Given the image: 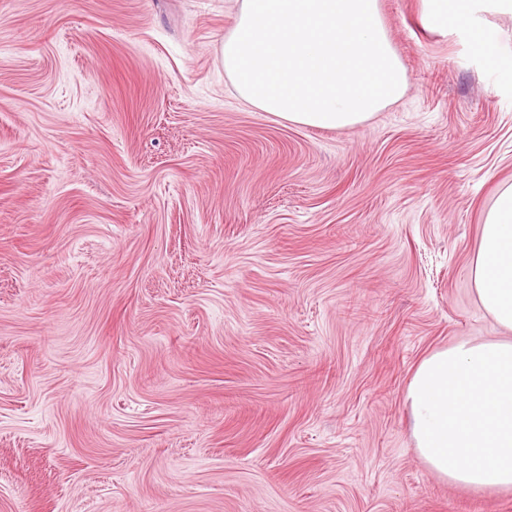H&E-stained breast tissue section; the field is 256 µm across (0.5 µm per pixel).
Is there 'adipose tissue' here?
I'll use <instances>...</instances> for the list:
<instances>
[{"label": "adipose tissue", "mask_w": 512, "mask_h": 512, "mask_svg": "<svg viewBox=\"0 0 512 512\" xmlns=\"http://www.w3.org/2000/svg\"><path fill=\"white\" fill-rule=\"evenodd\" d=\"M422 2L427 27L464 35L475 55L512 67L485 19L512 16V0ZM221 55L241 99L285 125H361L408 88L378 0H241ZM473 284L482 308L512 331V184L484 218ZM406 403L431 472L468 489L512 488V340H461L429 354Z\"/></svg>", "instance_id": "adipose-tissue-1"}]
</instances>
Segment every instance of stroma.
<instances>
[{"mask_svg": "<svg viewBox=\"0 0 512 512\" xmlns=\"http://www.w3.org/2000/svg\"><path fill=\"white\" fill-rule=\"evenodd\" d=\"M379 5L408 90L328 131L239 98L240 0H0V512H512L405 403L512 337L471 283L512 70Z\"/></svg>", "mask_w": 512, "mask_h": 512, "instance_id": "35a3bbf8", "label": "stroma"}]
</instances>
